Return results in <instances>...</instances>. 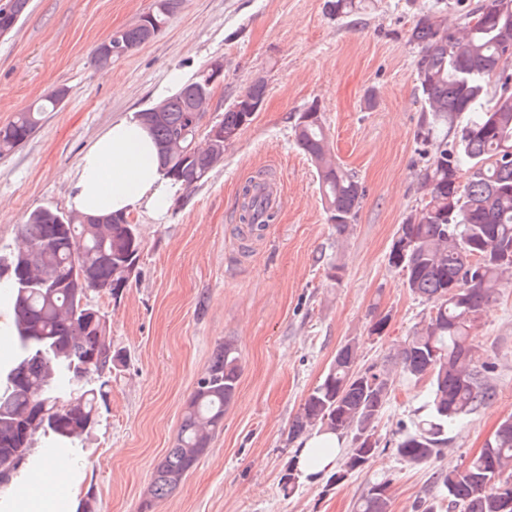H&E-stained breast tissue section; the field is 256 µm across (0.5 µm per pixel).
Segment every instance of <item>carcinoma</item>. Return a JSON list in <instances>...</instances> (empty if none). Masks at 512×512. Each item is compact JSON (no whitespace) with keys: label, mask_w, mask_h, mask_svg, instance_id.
<instances>
[{"label":"carcinoma","mask_w":512,"mask_h":512,"mask_svg":"<svg viewBox=\"0 0 512 512\" xmlns=\"http://www.w3.org/2000/svg\"><path fill=\"white\" fill-rule=\"evenodd\" d=\"M496 0H433L410 30L417 49L414 65L428 118L417 137L437 142L422 173L428 201L409 214L395 236L411 247L390 266L405 271L403 286L431 303L427 323L402 340L382 363L357 367L359 342L352 339L337 351L320 383L307 397L289 432L298 438L318 428L350 438L340 469L367 468L381 441L376 422L384 412L397 373L427 378L430 400L412 429L400 433L395 452L406 463L429 462L448 443V430L495 396L489 383L494 366L476 357L472 323L494 297L504 277L512 274V15L495 10ZM29 0L0 3V20L19 21ZM459 12V24H448V9ZM130 53L147 42L137 25L112 35ZM203 89V72L164 99L163 123L150 129L157 144L186 125V102ZM52 94L0 127V154L12 141L27 140L45 113L57 108ZM217 123L242 130L250 123L237 103ZM294 137L316 169L336 235H345L357 217L363 197L359 180L328 147L322 113L304 124L295 122ZM262 178L242 188L240 235H253L276 219L260 193ZM55 211L30 212L20 233L38 264L24 269L19 255L0 260V286L12 309L10 334L15 345L11 362L0 365V488L33 468L37 441L74 448L82 425L99 420L104 400L101 379L112 374L118 353L110 335L80 323L91 293L120 295L135 267L141 241L127 216L110 224H59ZM94 270L93 283L78 295L55 287L61 275L75 283L83 261ZM241 365L229 341L216 350L197 379L184 408L171 448L157 462L140 505L153 512L155 501L172 494L209 449L221 427L224 408L235 397ZM453 512H502V499H512V417L503 420L481 451L465 464L436 474ZM389 483L370 485L354 512H389Z\"/></svg>","instance_id":"carcinoma-1"}]
</instances>
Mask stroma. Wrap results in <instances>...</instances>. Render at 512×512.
Listing matches in <instances>:
<instances>
[{
	"mask_svg": "<svg viewBox=\"0 0 512 512\" xmlns=\"http://www.w3.org/2000/svg\"><path fill=\"white\" fill-rule=\"evenodd\" d=\"M430 2L364 0L363 9L336 18L325 0H183L153 40L106 69L93 61L96 47L153 0H30L27 15L0 38V126L18 104L69 89L29 140L0 156L5 254L17 251L18 226L32 210L68 212L83 151L113 120L153 105L171 70L189 79L223 59L213 120L256 78L267 84L261 110L204 183L180 192L164 217L131 213L142 247L128 286L117 298H90L124 360L112 371L99 424L82 448L65 451L72 468L59 497L35 512H76L89 493L96 512H139L198 377L227 340L241 360L237 393L207 454L154 512H353L367 487L384 481L389 512H414L426 499L447 507L436 472L478 454L512 416V280L472 329L481 357L496 365L495 396L449 430L447 447L430 462L408 465L393 449L402 427L424 414L430 389L428 380L400 375L376 423L385 448L374 462L338 483L322 473L290 493L280 481L298 448L288 429L337 349L355 338L359 365L383 362L432 312L388 263L398 224L425 201L417 132L426 114L408 34ZM313 103L332 154L364 189L341 238L294 138L299 112ZM260 174L274 176L283 202L261 236L245 239L239 191ZM384 315V333L371 334Z\"/></svg>",
	"mask_w": 512,
	"mask_h": 512,
	"instance_id": "35a3bbf8",
	"label": "stroma"
}]
</instances>
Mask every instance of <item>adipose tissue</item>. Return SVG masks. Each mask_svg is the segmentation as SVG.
<instances>
[{
	"label": "adipose tissue",
	"instance_id": "obj_1",
	"mask_svg": "<svg viewBox=\"0 0 512 512\" xmlns=\"http://www.w3.org/2000/svg\"><path fill=\"white\" fill-rule=\"evenodd\" d=\"M181 187L167 178L157 147L135 114L113 121L81 155L68 194L76 212L165 214Z\"/></svg>",
	"mask_w": 512,
	"mask_h": 512
}]
</instances>
